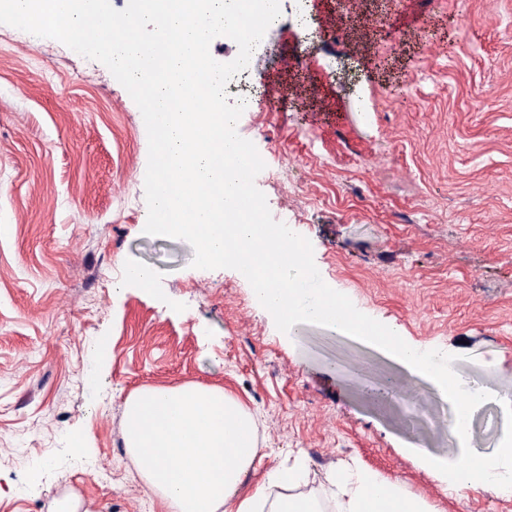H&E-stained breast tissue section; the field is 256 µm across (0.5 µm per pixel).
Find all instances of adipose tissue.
<instances>
[{
    "label": "adipose tissue",
    "instance_id": "ef3b65f1",
    "mask_svg": "<svg viewBox=\"0 0 512 512\" xmlns=\"http://www.w3.org/2000/svg\"><path fill=\"white\" fill-rule=\"evenodd\" d=\"M125 441L164 512H322L299 493L301 469L273 472L246 497L238 492L259 455L252 415L223 389L185 384L130 395ZM336 512H428L399 482L363 467L327 472ZM283 494L271 497V487Z\"/></svg>",
    "mask_w": 512,
    "mask_h": 512
}]
</instances>
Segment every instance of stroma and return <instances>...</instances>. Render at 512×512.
<instances>
[{"label": "stroma", "mask_w": 512, "mask_h": 512, "mask_svg": "<svg viewBox=\"0 0 512 512\" xmlns=\"http://www.w3.org/2000/svg\"><path fill=\"white\" fill-rule=\"evenodd\" d=\"M362 9L282 0L228 101L251 99L237 130L265 163L255 184L323 281L496 391L467 442L432 379L336 330L280 332L240 272L193 268L189 243L146 235L148 139L127 90L0 24V512L69 494L88 512H162L124 404L185 383L252 413L249 483L302 462L301 493L332 512L325 475L354 459L431 512H512V495L452 490L425 463L499 447L512 402V0Z\"/></svg>", "instance_id": "1"}]
</instances>
